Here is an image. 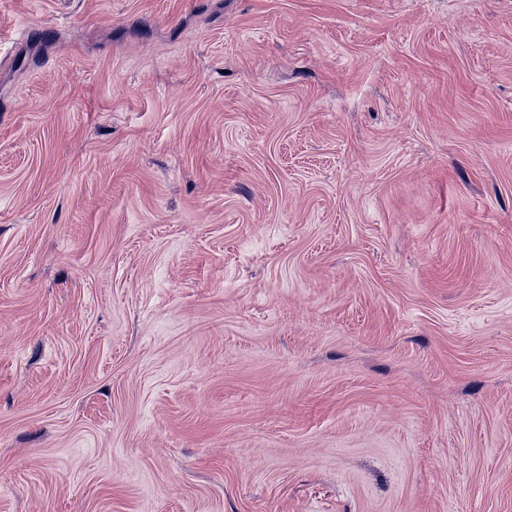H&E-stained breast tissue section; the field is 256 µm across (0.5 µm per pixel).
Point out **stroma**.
<instances>
[{
	"mask_svg": "<svg viewBox=\"0 0 512 512\" xmlns=\"http://www.w3.org/2000/svg\"><path fill=\"white\" fill-rule=\"evenodd\" d=\"M0 512H512V0H0Z\"/></svg>",
	"mask_w": 512,
	"mask_h": 512,
	"instance_id": "obj_1",
	"label": "stroma"
}]
</instances>
